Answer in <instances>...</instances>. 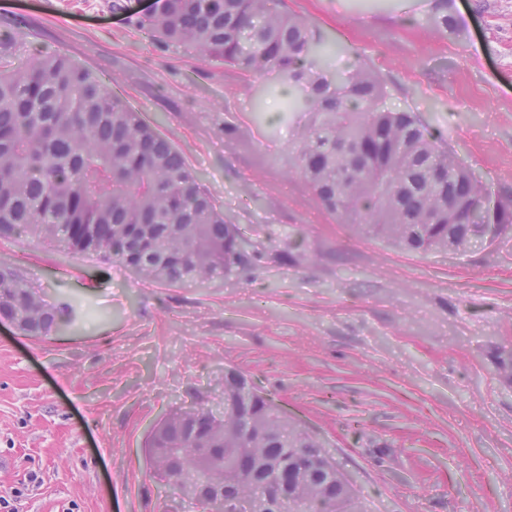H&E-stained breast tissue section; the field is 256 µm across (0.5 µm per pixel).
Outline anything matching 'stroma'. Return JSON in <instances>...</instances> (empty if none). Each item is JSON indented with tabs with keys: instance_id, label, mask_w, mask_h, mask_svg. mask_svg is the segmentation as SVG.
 <instances>
[{
	"instance_id": "1",
	"label": "stroma",
	"mask_w": 512,
	"mask_h": 512,
	"mask_svg": "<svg viewBox=\"0 0 512 512\" xmlns=\"http://www.w3.org/2000/svg\"><path fill=\"white\" fill-rule=\"evenodd\" d=\"M151 0H0L28 25L0 66L66 54L157 126L261 261L207 288L136 279L64 245L0 241L69 324L0 321V512H166L146 463L180 404L246 375L330 446L367 512H512V239L420 255L339 223L289 170L295 122L259 77L135 27ZM436 0H282L384 82L389 108L440 127L512 195V0H448V29L408 23Z\"/></svg>"
}]
</instances>
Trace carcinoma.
Masks as SVG:
<instances>
[{
  "label": "carcinoma",
  "instance_id": "obj_1",
  "mask_svg": "<svg viewBox=\"0 0 512 512\" xmlns=\"http://www.w3.org/2000/svg\"><path fill=\"white\" fill-rule=\"evenodd\" d=\"M135 26L228 67L278 75L288 90L269 91L284 98V114L311 115L297 134L296 172L330 214L363 235L418 254L463 249L493 228L512 238V199L459 169L440 129L389 109L381 79L356 53L346 51L348 69L331 72L323 33L279 0H158ZM19 237L59 241L168 285L206 286L258 258L240 251L237 227L175 146L62 54L0 69V240ZM21 309L24 336H47L69 317L0 263V321ZM224 401L216 425L207 410L192 424L158 422L144 453L160 485L181 472L209 482L212 470L184 442L213 424L224 495L246 491L263 462L273 478L268 492L288 488V512H365L339 470L334 478L321 469L277 474L284 448L318 466L329 452L247 377L224 371Z\"/></svg>",
  "mask_w": 512,
  "mask_h": 512
}]
</instances>
